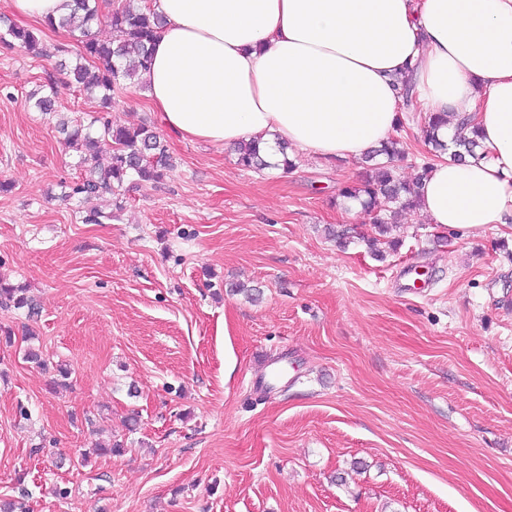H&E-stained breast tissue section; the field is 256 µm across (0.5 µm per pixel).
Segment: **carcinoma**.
Returning a JSON list of instances; mask_svg holds the SVG:
<instances>
[{
  "label": "carcinoma",
  "instance_id": "obj_1",
  "mask_svg": "<svg viewBox=\"0 0 512 512\" xmlns=\"http://www.w3.org/2000/svg\"><path fill=\"white\" fill-rule=\"evenodd\" d=\"M68 12L57 19L44 21L52 30H65L77 38L79 53L74 64H60L70 83L79 90L98 99L94 115L85 119L78 116L72 124L62 123L63 145L79 153V164L84 174L66 185L62 199L73 198L89 201L105 195H117L125 182L132 177L141 182H159L164 172L172 166V156L151 127L141 124L125 126L112 120L114 93L127 84L135 82L139 72L151 64L150 45L165 23L162 15L149 8H138L127 4L123 8H112L106 0V10H101L99 0H69ZM105 21L120 33V39L102 41L91 36L93 24ZM0 43L9 48L19 47L31 53H39L36 33L24 26L9 22L0 30ZM447 122L441 116H430L423 128L424 140L439 153L446 144L438 138V128ZM108 140L111 150L105 154L98 150V143ZM479 148L476 130L470 137H457L452 153L453 159L465 160L476 156ZM237 163L245 169L261 170L267 163L259 154L256 141L237 147ZM401 141L392 137L380 147L367 152L369 163L360 181L343 186L339 197L356 200L370 216L372 235L362 237L370 251L381 255L376 245L381 240L394 247L397 241L389 238L392 210L413 211L418 207V188L427 172L422 167L415 182L407 184L397 173L396 162L404 157ZM27 309V315L38 314L37 308L22 289L0 280V309ZM123 443L115 440L84 452L77 459L80 466L88 462L91 455H116Z\"/></svg>",
  "mask_w": 512,
  "mask_h": 512
}]
</instances>
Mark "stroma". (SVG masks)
<instances>
[{
  "instance_id": "obj_1",
  "label": "stroma",
  "mask_w": 512,
  "mask_h": 512,
  "mask_svg": "<svg viewBox=\"0 0 512 512\" xmlns=\"http://www.w3.org/2000/svg\"><path fill=\"white\" fill-rule=\"evenodd\" d=\"M43 55L0 47V279L40 313L0 310V499L24 512H512V237L401 213L375 259L337 203L358 161L163 139L174 166L113 199L62 201L79 175L55 116L96 108ZM114 120L161 127L140 90ZM112 215L84 224L81 211ZM343 224L347 248L324 228ZM244 283L232 295L228 286ZM51 373L23 358L26 330ZM96 418L121 455L71 466ZM69 488L67 498L55 487ZM237 163L245 169L261 170L269 166L259 154L256 141L240 144L237 147Z\"/></svg>"
}]
</instances>
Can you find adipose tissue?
Segmentation results:
<instances>
[{"label":"adipose tissue","instance_id":"1","mask_svg":"<svg viewBox=\"0 0 512 512\" xmlns=\"http://www.w3.org/2000/svg\"><path fill=\"white\" fill-rule=\"evenodd\" d=\"M165 25L150 107L182 139L285 141L321 161L387 141L410 76L419 111L469 114L482 153L431 163V223L479 234L512 226V0H150Z\"/></svg>","mask_w":512,"mask_h":512}]
</instances>
